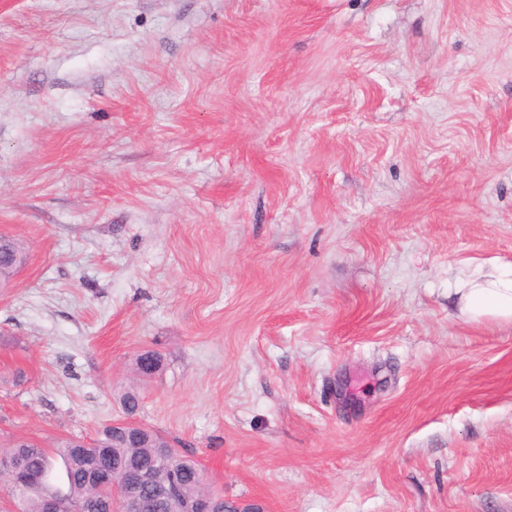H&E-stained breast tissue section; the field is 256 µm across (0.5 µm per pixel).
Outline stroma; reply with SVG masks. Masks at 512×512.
<instances>
[{"mask_svg": "<svg viewBox=\"0 0 512 512\" xmlns=\"http://www.w3.org/2000/svg\"><path fill=\"white\" fill-rule=\"evenodd\" d=\"M0 236V447L134 389L240 508L512 512V0H0ZM460 312L468 318L493 316L512 320V269L491 275L485 283L470 288L462 296Z\"/></svg>", "mask_w": 512, "mask_h": 512, "instance_id": "obj_1", "label": "stroma"}]
</instances>
